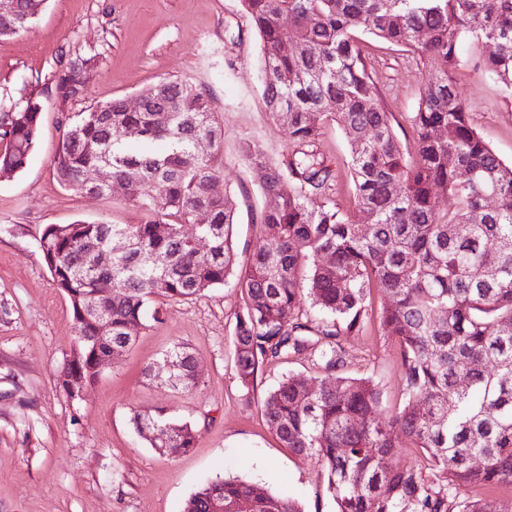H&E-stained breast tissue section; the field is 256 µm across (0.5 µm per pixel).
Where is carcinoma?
I'll return each instance as SVG.
<instances>
[{
    "label": "carcinoma",
    "instance_id": "carcinoma-1",
    "mask_svg": "<svg viewBox=\"0 0 512 512\" xmlns=\"http://www.w3.org/2000/svg\"><path fill=\"white\" fill-rule=\"evenodd\" d=\"M47 0H17L0 15V38L37 21ZM262 41V89L276 120L286 119L291 151L280 164L245 141L241 152L265 170L262 245L245 260L233 249L235 208L206 186L219 176L223 126L206 95L184 80L145 90L137 112L113 99L67 117L54 158L58 182L84 191V176L109 164L133 178L128 201L138 224H50L38 247L56 287L70 300L77 343L61 375L83 386L101 373L109 349L127 352L160 320L155 299L195 298L228 284L244 296L235 317L234 366L250 387L267 363L307 355L326 373L291 376L262 402L283 447L314 461L335 512H512L461 492L512 485V164L473 128L455 73L461 41L492 44L484 72L512 93V0H241ZM288 22H283V18ZM369 34L427 62L411 113L413 150L395 131L358 36ZM79 67L58 76L56 96H79ZM42 106L0 100V174L26 165ZM336 122L347 138L361 223L328 194L335 173L314 147ZM206 139L200 154L195 142ZM497 205L485 209L484 196ZM447 195L448 211L438 207ZM194 227L192 234L185 225ZM121 240L124 247L111 250ZM108 281L112 293L96 295ZM379 313L393 341L406 401L382 405L372 377L343 374L342 341ZM308 298L318 315L305 310ZM103 318L112 336L98 335ZM178 369L163 383L187 390L197 377L189 348L164 354ZM151 447L176 456L194 447L195 426L162 410L135 412ZM415 448L418 464L391 459ZM480 459L481 464L473 463ZM303 512L263 484L218 477L192 494L183 512Z\"/></svg>",
    "mask_w": 512,
    "mask_h": 512
}]
</instances>
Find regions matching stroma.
Masks as SVG:
<instances>
[{"instance_id": "obj_1", "label": "stroma", "mask_w": 512, "mask_h": 512, "mask_svg": "<svg viewBox=\"0 0 512 512\" xmlns=\"http://www.w3.org/2000/svg\"><path fill=\"white\" fill-rule=\"evenodd\" d=\"M362 47L399 139L412 146L408 118L423 90L424 62L368 35ZM483 54L463 43L456 87L476 131L510 164L512 93L485 77ZM89 56L96 62L83 94L58 99L57 72ZM261 58V39L240 0H48L29 31L0 38V97L33 98L42 106L25 168L0 177V512H182L192 493L224 475L265 484L304 512H333L315 464L283 448L261 410L282 381L318 369L312 358L291 357L264 365L254 384L243 387L233 366L235 316L243 304L238 289L226 285L165 303L161 322L73 403L59 381L76 338L72 309L38 249L51 224L141 220L121 187L102 198L59 184L52 160L66 116L130 99L163 79H187L223 117V173L214 191L236 207L233 246L246 258L261 243L263 171L244 159L241 145L259 143L274 163L289 151L285 128L262 96ZM316 150L336 172L333 199L353 213L350 147L336 124L324 129ZM387 302L372 290L373 318L344 341L351 358L345 373L375 378L391 410L405 395L395 346L377 318ZM177 343L190 348L197 366L198 382L187 391L144 375ZM159 408L194 424V448L172 458L137 435L133 411Z\"/></svg>"}]
</instances>
